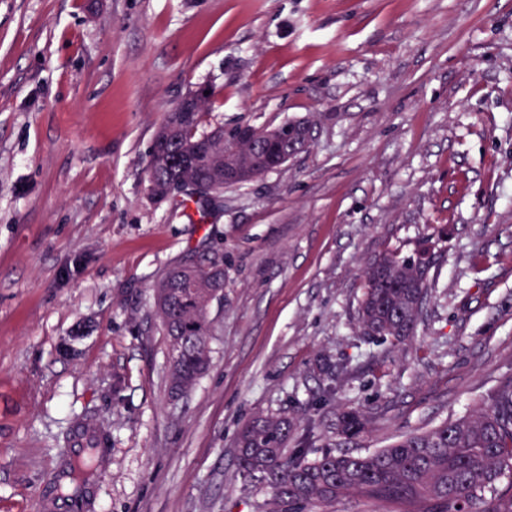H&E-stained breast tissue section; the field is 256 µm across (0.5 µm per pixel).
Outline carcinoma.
I'll return each mask as SVG.
<instances>
[{
    "label": "carcinoma",
    "mask_w": 512,
    "mask_h": 512,
    "mask_svg": "<svg viewBox=\"0 0 512 512\" xmlns=\"http://www.w3.org/2000/svg\"><path fill=\"white\" fill-rule=\"evenodd\" d=\"M205 91L196 90L199 108L189 122L170 112L158 128L167 140L159 175L168 182L210 177L191 166L192 156L204 148L197 130L210 101ZM159 201L191 206L204 220L212 207V197L187 182L180 194ZM426 256L421 247L412 255L381 253L368 263L356 316L361 335L393 344L415 335L428 295L427 270L420 269ZM223 283L224 258L215 257L169 268L154 288L155 314L173 358V395L191 388L210 367L211 298ZM368 421L361 409L345 410L338 416V435L351 440ZM298 434L299 447H288ZM313 436L314 427L301 428L293 413L258 414L241 429L238 470L257 481L270 512H316L358 495L388 512H512V375L498 381L477 413L402 434L372 452L317 455ZM107 441L108 431L99 426L89 445L66 460L57 488L71 512H82L84 488L101 464L98 448Z\"/></svg>",
    "instance_id": "obj_1"
}]
</instances>
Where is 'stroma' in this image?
<instances>
[{"instance_id": "stroma-1", "label": "stroma", "mask_w": 512, "mask_h": 512, "mask_svg": "<svg viewBox=\"0 0 512 512\" xmlns=\"http://www.w3.org/2000/svg\"><path fill=\"white\" fill-rule=\"evenodd\" d=\"M314 125L209 224L151 200L157 127ZM430 247L415 337L356 328L367 260ZM224 256L211 366L174 397L153 284ZM69 342L70 354L57 352ZM342 363L321 402L322 357ZM512 374V0H0V512H40L75 418L111 433L86 512H267L258 413L365 453ZM345 406L371 416L341 444Z\"/></svg>"}]
</instances>
